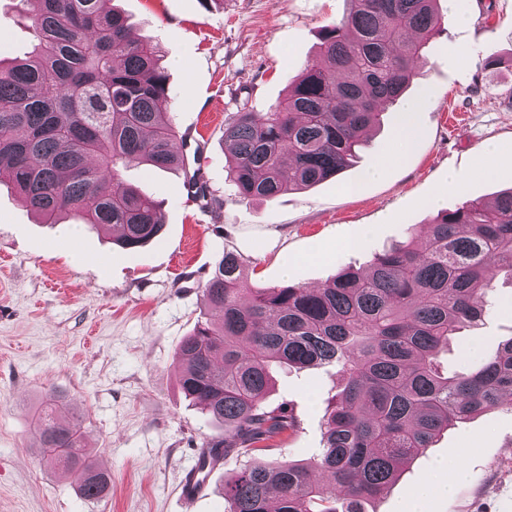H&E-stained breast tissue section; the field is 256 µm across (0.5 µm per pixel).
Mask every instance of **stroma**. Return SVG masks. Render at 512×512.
I'll list each match as a JSON object with an SVG mask.
<instances>
[{
	"label": "stroma",
	"instance_id": "obj_1",
	"mask_svg": "<svg viewBox=\"0 0 512 512\" xmlns=\"http://www.w3.org/2000/svg\"><path fill=\"white\" fill-rule=\"evenodd\" d=\"M115 4L163 54L175 151L197 156L210 196L188 202L183 169L129 166L125 179L160 202L164 230L128 252L112 235L86 229L67 247L69 220L41 223L0 184V512H229L232 461L210 474L191 509L179 497L199 448L224 437L181 394L175 364L197 320L219 318L202 297L217 256L240 255L254 288H319L345 269L365 270L408 233L423 234L437 209L512 187V0H440L444 29L404 94L408 102L430 97L415 114L420 136L410 154L389 158L400 111L391 105L353 167L271 200L241 197L228 183L224 125L242 107L265 112L287 94L317 60L320 34L347 11V0ZM30 40L13 0H0V57L24 56ZM452 111L460 119L453 128ZM492 143L504 159L486 176L480 166ZM380 160L384 175L362 181ZM317 244L325 260L310 259ZM286 255L296 260L287 270ZM510 338L512 279L502 275L495 305L452 337L438 360L448 371H471ZM273 377L270 404H286L300 421L284 455L312 460L341 377L332 367L277 369ZM50 390L66 397L63 417L80 421L94 463H105L106 496L82 497L64 468L42 462L32 421ZM442 462L461 464L467 478L452 494L428 498L424 512H512V403L444 431L368 503L369 512H404Z\"/></svg>",
	"mask_w": 512,
	"mask_h": 512
}]
</instances>
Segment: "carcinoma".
<instances>
[{"mask_svg": "<svg viewBox=\"0 0 512 512\" xmlns=\"http://www.w3.org/2000/svg\"><path fill=\"white\" fill-rule=\"evenodd\" d=\"M16 2L33 40L27 55L0 66V179L52 224L71 214L97 231L119 226L116 243L131 252L158 239V202L122 176L132 163L187 167L172 150L156 45L107 0ZM350 2L285 98L224 124L239 195L272 199L348 168L444 25L437 0ZM503 271L512 277V187L438 213L420 240L322 288H251L240 256L218 258L202 293L221 319L197 323L182 341L179 385L224 426L210 447L245 458L224 483L230 512H366L444 430L512 396V338L474 372L450 376L437 361L450 337L481 320ZM275 365H336L345 382L308 464L257 460L300 426L290 408L267 403ZM64 406L51 391L38 409L42 460H63L82 495L99 498L110 475L90 462L79 422L61 421ZM317 470L328 482L314 481Z\"/></svg>", "mask_w": 512, "mask_h": 512, "instance_id": "1", "label": "carcinoma"}]
</instances>
